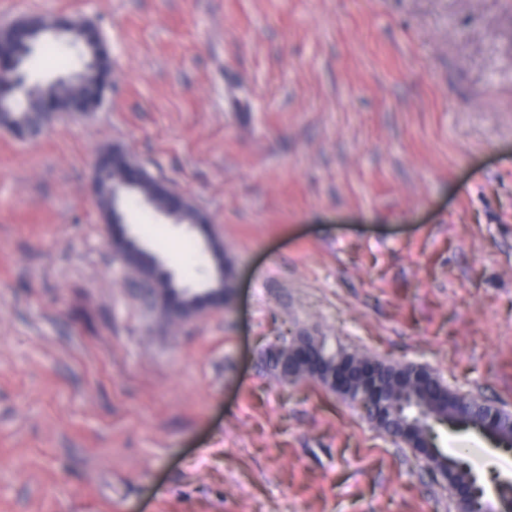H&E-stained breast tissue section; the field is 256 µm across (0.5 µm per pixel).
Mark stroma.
<instances>
[{"label": "stroma", "instance_id": "stroma-1", "mask_svg": "<svg viewBox=\"0 0 512 512\" xmlns=\"http://www.w3.org/2000/svg\"><path fill=\"white\" fill-rule=\"evenodd\" d=\"M96 23L110 89L0 126V512H456L411 448L264 352L287 333L512 413V0H0ZM121 149L205 214L233 290L144 305L107 244ZM126 220L206 287L203 232ZM487 501L512 451L440 428Z\"/></svg>", "mask_w": 512, "mask_h": 512}]
</instances>
